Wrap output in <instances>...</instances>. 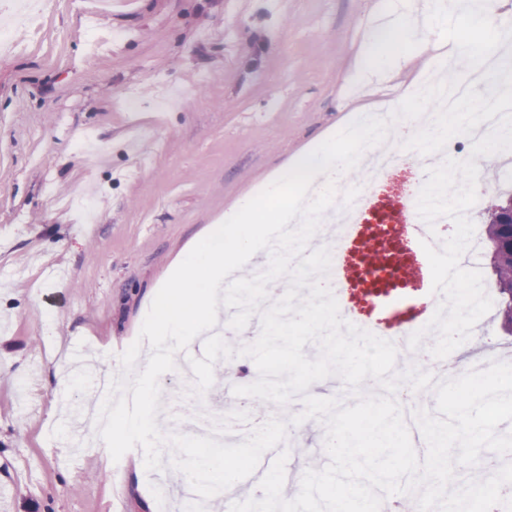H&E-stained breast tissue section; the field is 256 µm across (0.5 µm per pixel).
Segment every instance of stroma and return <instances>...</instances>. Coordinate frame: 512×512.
<instances>
[{"label":"stroma","instance_id":"stroma-1","mask_svg":"<svg viewBox=\"0 0 512 512\" xmlns=\"http://www.w3.org/2000/svg\"><path fill=\"white\" fill-rule=\"evenodd\" d=\"M36 26L0 48V512H181L185 476L136 471L141 448L95 447L77 360L120 374L175 257L220 214L355 105L348 76L388 0H43ZM475 221L512 196V155L479 168ZM97 200L85 224L71 199ZM159 380L163 434L187 406L246 407L288 419L294 405L203 397L184 355ZM72 376L67 386L58 372ZM325 427L298 425L288 463L322 469Z\"/></svg>","mask_w":512,"mask_h":512}]
</instances>
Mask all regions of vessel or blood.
Listing matches in <instances>:
<instances>
[{"label":"vessel or blood","instance_id":"b4317fda","mask_svg":"<svg viewBox=\"0 0 512 512\" xmlns=\"http://www.w3.org/2000/svg\"><path fill=\"white\" fill-rule=\"evenodd\" d=\"M422 236L406 205L369 193L355 222L340 234L333 265L334 296L344 320L393 341L426 326L438 306Z\"/></svg>","mask_w":512,"mask_h":512}]
</instances>
